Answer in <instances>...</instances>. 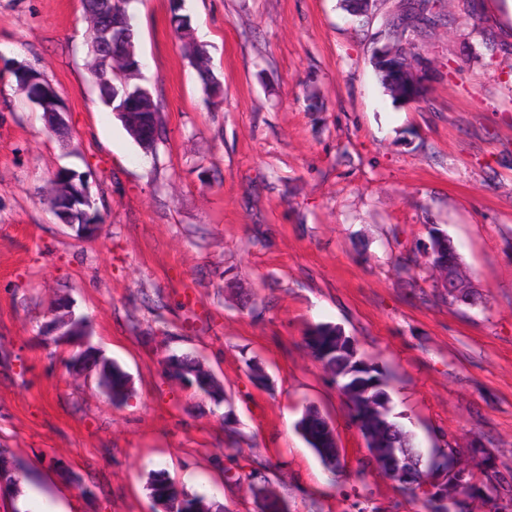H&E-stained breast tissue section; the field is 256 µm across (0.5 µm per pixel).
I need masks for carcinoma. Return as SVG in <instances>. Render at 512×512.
<instances>
[{"mask_svg":"<svg viewBox=\"0 0 512 512\" xmlns=\"http://www.w3.org/2000/svg\"><path fill=\"white\" fill-rule=\"evenodd\" d=\"M87 12L96 16L93 24L91 48L98 49L99 42L104 38L107 26H113L112 57H120L131 46L130 37L125 35L124 19L128 17L127 0H85ZM439 17L437 0H418L417 6L407 8L398 15L388 29L389 40L402 43L401 37L405 31L413 33L412 46H417L418 35L422 26ZM185 54L195 68L208 98L221 99L224 95L223 86L209 68L197 63L202 55V45L195 42L185 44ZM37 71L25 70L22 67L13 72L18 85H29L26 96L36 104L42 112L48 125L57 127L56 113L63 111L61 100L53 93L52 86L46 81L28 84V75ZM124 76L119 70L105 69L101 76L99 96L102 105L110 110L112 106L122 104L132 112L138 127L135 141L146 151L153 149L159 138V113L162 104L157 99L146 100L140 88L136 85L123 86ZM428 242L433 249V255L427 257L425 263H420L414 252L400 255L397 271L411 274L414 270L424 273L434 261L448 260V234L434 224L427 225ZM305 345L311 357L322 367L323 371L336 385L340 395L344 397L353 420L359 422V430L367 441L368 448L374 454L375 461L382 466L392 454L400 455L410 447L407 431L392 416L388 403L390 396L388 388L390 379L386 370L364 358L359 353L353 339L344 335L342 330L330 324H316L306 333ZM92 363L98 376L99 385L104 393L119 408L127 403L131 396L128 375L115 361L104 356H97L92 350L78 352L70 359L69 367H85ZM163 374L171 380L180 379L181 383L194 388L204 396L214 400L224 399V385L215 374L197 358L186 355L169 354L162 361ZM175 369L177 376H172L170 369ZM248 378L256 387L266 388L270 378L258 361L248 363ZM303 439L314 450L323 465L332 472L342 470L340 449L337 445L336 434L328 423L316 411L308 408L295 424ZM448 469V454H440V461L424 471L415 468L400 480L401 488L413 494L421 487L432 483V479ZM22 478L21 469L5 476L0 483V496H12L18 489ZM496 484L512 492V482L504 477L492 474L477 481L472 476H448L444 478L439 489L441 493L455 499L472 493L483 495L484 488ZM150 497L154 506H159L165 512H224V507L206 497L189 493L178 488L160 469L152 474L149 482ZM254 496L259 502L260 512H288L287 504L278 496L275 490L263 484L254 488Z\"/></svg>","mask_w":512,"mask_h":512,"instance_id":"1","label":"carcinoma"}]
</instances>
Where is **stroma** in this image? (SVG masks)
Wrapping results in <instances>:
<instances>
[{"instance_id": "35a3bbf8", "label": "stroma", "mask_w": 512, "mask_h": 512, "mask_svg": "<svg viewBox=\"0 0 512 512\" xmlns=\"http://www.w3.org/2000/svg\"><path fill=\"white\" fill-rule=\"evenodd\" d=\"M439 5L418 39L426 93L396 104L372 56L401 0L358 18L342 0H184L187 38L205 43L224 87L216 105L171 0H130L134 81L164 103L147 152L98 100L82 0H0V448L42 504L153 512L147 482L163 468L224 512H257L251 487L264 482L288 512H430L368 466L344 398L305 349L317 323L389 369L393 414L423 455L464 462L475 443L512 479V0ZM19 63L55 87L68 136L18 87ZM62 169L90 176L93 236L50 209ZM430 224L452 239L477 306L397 274ZM59 295L128 373L125 406L95 375L71 376L70 350L41 336ZM170 353L200 356L225 401L171 387ZM253 358L269 388L249 381ZM308 406L336 432L342 475L295 429ZM228 413L237 482L223 472Z\"/></svg>"}]
</instances>
